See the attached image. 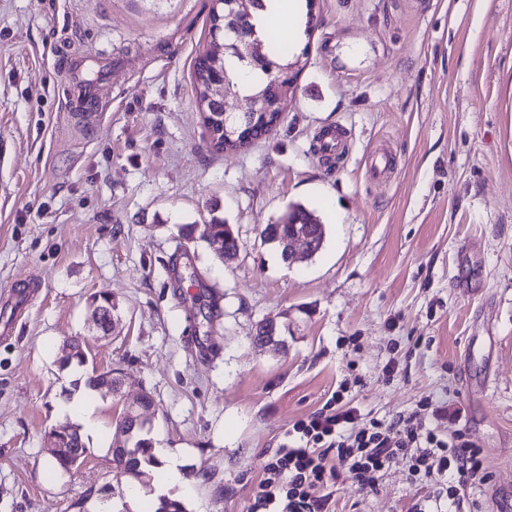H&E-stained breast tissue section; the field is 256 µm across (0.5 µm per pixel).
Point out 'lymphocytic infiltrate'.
Here are the masks:
<instances>
[{"label": "lymphocytic infiltrate", "instance_id": "f902f5d3", "mask_svg": "<svg viewBox=\"0 0 512 512\" xmlns=\"http://www.w3.org/2000/svg\"><path fill=\"white\" fill-rule=\"evenodd\" d=\"M401 456L409 460L411 477L447 481L452 508L466 488L486 479L481 450L464 431L441 439L402 413L365 421L356 406L336 395L286 431L264 466L251 512H335L337 469H347L373 490L390 462Z\"/></svg>", "mask_w": 512, "mask_h": 512}]
</instances>
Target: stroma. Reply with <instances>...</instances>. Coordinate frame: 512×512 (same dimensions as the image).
Listing matches in <instances>:
<instances>
[{
  "label": "stroma",
  "instance_id": "35a3bbf8",
  "mask_svg": "<svg viewBox=\"0 0 512 512\" xmlns=\"http://www.w3.org/2000/svg\"><path fill=\"white\" fill-rule=\"evenodd\" d=\"M211 0H0V512L124 501L123 400L151 391L153 443L182 452L187 512H250L293 423L333 395L385 419L430 399L487 480L459 512H512V0H312L280 123L216 152L193 62ZM99 78L101 102L73 89ZM340 133V157L320 153ZM388 149L386 177L369 157ZM325 226L283 262L260 241L289 204ZM230 224L220 262L181 225ZM120 316L109 333L92 296ZM274 321L280 350L255 341ZM84 339L85 366L62 365ZM88 459L48 477L45 433L88 369ZM335 512H413L437 492L395 460L378 487L336 472Z\"/></svg>",
  "mask_w": 512,
  "mask_h": 512
}]
</instances>
